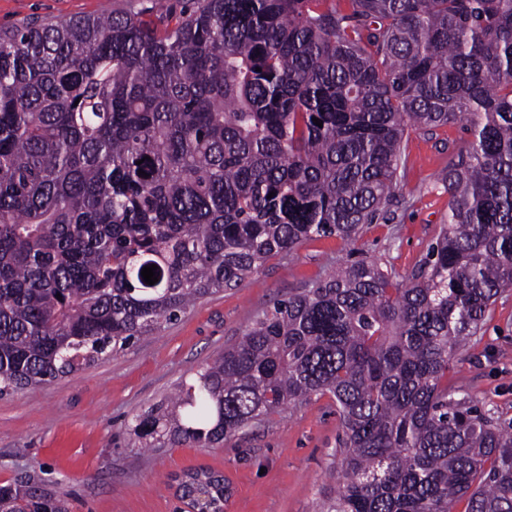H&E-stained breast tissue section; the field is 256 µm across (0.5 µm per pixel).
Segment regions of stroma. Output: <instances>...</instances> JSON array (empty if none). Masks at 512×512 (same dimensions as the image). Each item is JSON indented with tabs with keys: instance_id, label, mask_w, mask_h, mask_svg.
Wrapping results in <instances>:
<instances>
[{
	"instance_id": "1",
	"label": "stroma",
	"mask_w": 512,
	"mask_h": 512,
	"mask_svg": "<svg viewBox=\"0 0 512 512\" xmlns=\"http://www.w3.org/2000/svg\"><path fill=\"white\" fill-rule=\"evenodd\" d=\"M145 2L0 0V28L135 12ZM466 140L459 124L410 131L387 216L364 225L356 244L334 236L306 240L114 356L0 396V485L44 488L69 512H187L175 478L204 468L224 477V512H321L343 480L340 420L330 397L269 414L217 448L141 447L134 418L191 381L275 299L323 280L338 264L367 258L410 274L448 214V195L437 181L448 148ZM448 385L512 421V297L497 301L477 340L460 350Z\"/></svg>"
}]
</instances>
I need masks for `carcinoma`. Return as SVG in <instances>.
<instances>
[{
	"instance_id": "obj_1",
	"label": "carcinoma",
	"mask_w": 512,
	"mask_h": 512,
	"mask_svg": "<svg viewBox=\"0 0 512 512\" xmlns=\"http://www.w3.org/2000/svg\"><path fill=\"white\" fill-rule=\"evenodd\" d=\"M191 2L0 31V395L305 240L355 242L387 213L408 130L461 123L415 270L360 260L290 293L133 431L210 448L329 393L345 481L327 512H512V432L444 383L512 294V0ZM182 491L224 512V477ZM0 512L66 506L8 484Z\"/></svg>"
}]
</instances>
